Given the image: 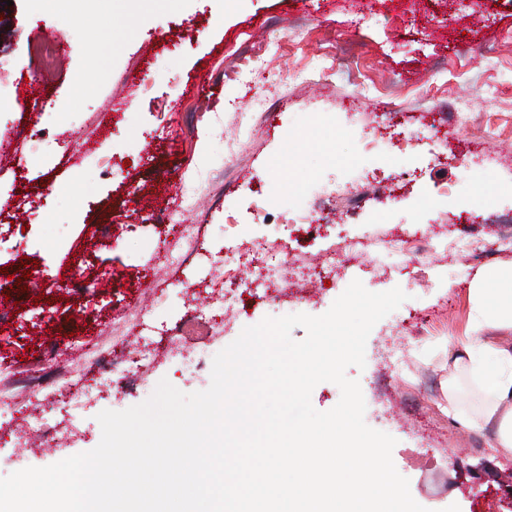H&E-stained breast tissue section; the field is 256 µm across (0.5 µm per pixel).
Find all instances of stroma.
<instances>
[{
    "label": "stroma",
    "mask_w": 512,
    "mask_h": 512,
    "mask_svg": "<svg viewBox=\"0 0 512 512\" xmlns=\"http://www.w3.org/2000/svg\"><path fill=\"white\" fill-rule=\"evenodd\" d=\"M0 0V123L21 133L0 167V300L19 302L0 325V371L57 344L91 400L59 426V444L19 456L0 419V477L94 449L96 419L148 399L161 379L208 388L214 356L264 317L318 316L353 280L408 296L348 367L364 420L393 436L392 458L428 512H512V452L490 430L448 414V347L466 334L468 290L512 264V0ZM267 42L263 63L253 60ZM458 105L475 126H448ZM376 134L378 147L365 151ZM480 152L485 163L464 167ZM393 188L391 201L337 198L343 185ZM320 220L317 232L288 217ZM199 225L198 255L168 266L170 225ZM449 249L377 270L371 255L337 257L328 287L236 306L222 335L172 343L168 329L218 295L211 266L241 241L287 239L317 263L341 238L426 228ZM83 289H61L71 269ZM154 335L149 368L100 385L96 366L114 326Z\"/></svg>",
    "instance_id": "1"
}]
</instances>
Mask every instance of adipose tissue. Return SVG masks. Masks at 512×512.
Wrapping results in <instances>:
<instances>
[{"instance_id": "obj_1", "label": "adipose tissue", "mask_w": 512, "mask_h": 512, "mask_svg": "<svg viewBox=\"0 0 512 512\" xmlns=\"http://www.w3.org/2000/svg\"><path fill=\"white\" fill-rule=\"evenodd\" d=\"M469 302L473 335L449 351L448 369L466 370L485 402L470 412L452 394L448 412L471 429L495 424L498 446L512 449V270H492L475 280Z\"/></svg>"}]
</instances>
